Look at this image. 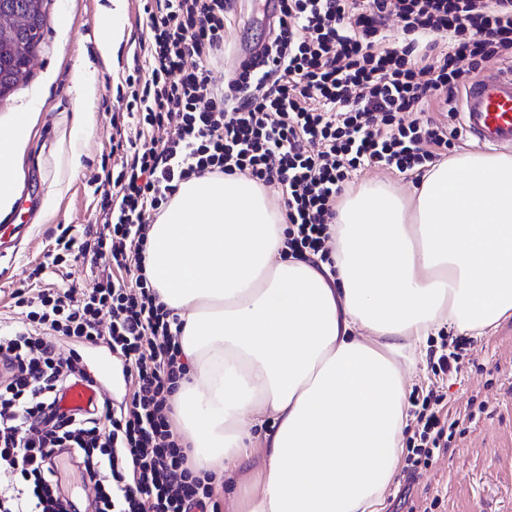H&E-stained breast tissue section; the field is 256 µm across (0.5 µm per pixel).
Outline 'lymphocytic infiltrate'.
Returning a JSON list of instances; mask_svg holds the SVG:
<instances>
[{"instance_id": "f902f5d3", "label": "lymphocytic infiltrate", "mask_w": 512, "mask_h": 512, "mask_svg": "<svg viewBox=\"0 0 512 512\" xmlns=\"http://www.w3.org/2000/svg\"><path fill=\"white\" fill-rule=\"evenodd\" d=\"M276 9L270 43L220 88L209 61L224 43L225 0L145 6L148 72L125 79L140 131L110 140L118 161L98 176L96 245L63 228L40 264L106 251L112 271L87 292L14 289L18 322L0 330V471L11 476L0 512H68L72 493L55 464L63 448L80 453L95 512H220L212 475L189 464L168 416L187 365L183 323L144 273L155 215L191 177L245 172L280 184L289 255L330 261L329 224L349 172L420 174L447 157L459 131L440 115L455 112L467 71L512 63V0H277ZM164 126L163 145L143 133ZM63 340L75 344L66 355ZM101 343L136 390L88 417L57 415L64 385L87 376L82 348ZM441 401L411 396V468L449 448L457 423Z\"/></svg>"}]
</instances>
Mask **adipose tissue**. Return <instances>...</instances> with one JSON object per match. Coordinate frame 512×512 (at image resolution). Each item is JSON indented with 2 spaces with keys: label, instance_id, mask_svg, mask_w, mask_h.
Wrapping results in <instances>:
<instances>
[{
  "label": "adipose tissue",
  "instance_id": "1",
  "mask_svg": "<svg viewBox=\"0 0 512 512\" xmlns=\"http://www.w3.org/2000/svg\"><path fill=\"white\" fill-rule=\"evenodd\" d=\"M36 118L15 113L0 132V213ZM286 230L283 208L238 174L182 182L150 225L146 274L184 322L190 364L174 428L199 469L223 474L233 512H381L416 345L512 318V155L466 151L408 191L344 194L329 265L288 256ZM244 469L255 481L241 496Z\"/></svg>",
  "mask_w": 512,
  "mask_h": 512
}]
</instances>
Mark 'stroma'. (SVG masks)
I'll list each match as a JSON object with an SVG mask.
<instances>
[{
	"label": "stroma",
	"mask_w": 512,
	"mask_h": 512,
	"mask_svg": "<svg viewBox=\"0 0 512 512\" xmlns=\"http://www.w3.org/2000/svg\"><path fill=\"white\" fill-rule=\"evenodd\" d=\"M124 35L113 51L112 67L100 54V19L110 0H48L46 21L28 79L0 101V131L14 113L38 107L39 116L21 162L23 190L41 194L35 213L19 210L28 230L17 253L0 258V325H14L10 294L42 261L58 226L82 233L94 223L102 191L93 177L110 151L113 124H125L118 96L128 95L118 77L132 73L146 16L144 0H125ZM224 27V50L210 66L216 82L238 71L240 63L270 38L269 0H232ZM89 72V89L79 93L75 68ZM84 113L87 136L71 138L76 113ZM112 257L96 264L69 262L52 274L60 287L92 289ZM442 404L460 418L447 452L410 471L399 463L382 512H512V318L488 336L472 337L457 373L443 383Z\"/></svg>",
	"instance_id": "1"
}]
</instances>
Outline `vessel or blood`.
<instances>
[{
    "instance_id": "1",
    "label": "vessel or blood",
    "mask_w": 512,
    "mask_h": 512,
    "mask_svg": "<svg viewBox=\"0 0 512 512\" xmlns=\"http://www.w3.org/2000/svg\"><path fill=\"white\" fill-rule=\"evenodd\" d=\"M460 125L480 147L512 148V72L487 70L464 84L458 112ZM97 384L76 381L60 394L59 405L68 412L85 413L97 404Z\"/></svg>"
}]
</instances>
